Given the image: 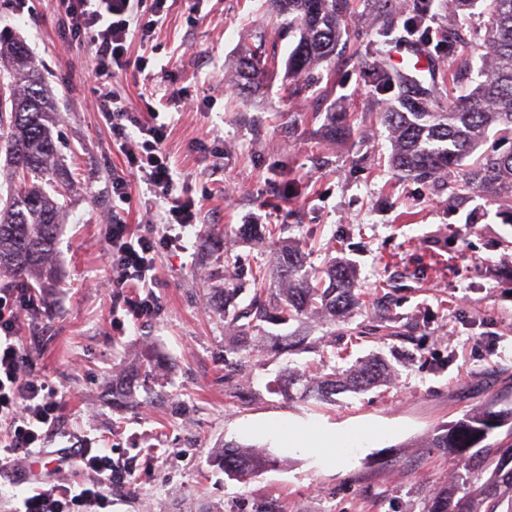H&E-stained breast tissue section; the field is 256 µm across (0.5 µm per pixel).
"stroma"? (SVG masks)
Returning a JSON list of instances; mask_svg holds the SVG:
<instances>
[{"instance_id":"1","label":"stroma","mask_w":512,"mask_h":512,"mask_svg":"<svg viewBox=\"0 0 512 512\" xmlns=\"http://www.w3.org/2000/svg\"><path fill=\"white\" fill-rule=\"evenodd\" d=\"M416 2L395 0L386 31L376 0H345L336 54L313 75L289 76L297 39L271 0H169L151 46L130 40V65L112 86L137 112L146 87L168 97L158 117L164 149L177 195L198 209L180 247L158 254L157 313L143 323L101 286L112 275L109 227L118 217L134 234L168 227L91 105L96 61L86 44L64 41L55 0H0V29L49 71L48 126L60 148L50 178L74 187L58 226L56 280L37 308L17 311L33 370L65 406L39 459L52 464V481L85 483L79 464L56 452L89 445L111 449L114 464L131 470L127 484L112 488V512H426L460 467L429 438L477 409L512 406V208L474 194L457 199L394 170L383 114L395 93L377 83L383 69L419 75L433 104L446 107L472 87L453 74L478 59L488 17L479 7L462 17L432 0L429 25L455 29L457 41L430 47L434 70L419 73L418 44L403 31ZM245 42L273 47L278 59L250 93L233 83ZM334 112L346 115L341 139L327 131ZM119 176L130 203L112 196ZM244 224L278 233L259 247L238 235ZM212 228L227 233V261L207 254ZM285 241L299 245L307 269L335 258L352 266L359 303L345 320L267 323L240 344L213 293L227 276L247 278L256 263H270ZM297 330L307 347L274 346V337ZM374 357L390 376L368 391L332 404L281 391L284 369L313 378ZM148 359L155 369L144 378ZM121 380L134 388L116 407L112 388ZM279 418L315 424L327 443L354 432L375 437L317 466L243 430ZM229 442L260 447L276 463L228 477L212 459ZM25 470L0 461V512H14L30 489Z\"/></svg>"}]
</instances>
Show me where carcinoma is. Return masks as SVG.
<instances>
[{"instance_id":"obj_1","label":"carcinoma","mask_w":512,"mask_h":512,"mask_svg":"<svg viewBox=\"0 0 512 512\" xmlns=\"http://www.w3.org/2000/svg\"><path fill=\"white\" fill-rule=\"evenodd\" d=\"M483 2L488 15L482 65L477 85L448 106L431 111L430 96L416 79L403 74H379L384 87L396 88L397 105L383 113L393 136L392 166L406 174L444 183L455 173L454 188L512 206V150L478 152L489 132L512 142V0H454L453 11L463 15ZM288 17V32L299 38L288 57V69L304 73L331 59L344 26L343 0H273ZM9 67L0 71V144L10 156L13 189L0 196V281H20L31 288L54 277L51 256L60 224L61 192L45 189L57 154L46 125L51 103L45 94L40 62L7 29L0 31V56ZM275 57L267 51L242 48L237 67L239 85L252 89L270 71ZM277 292L267 294L264 266L253 274L255 293L244 308L235 303L238 289H221L217 311L224 322L239 329L242 339L262 323L287 324L307 313L343 319L358 303L350 268L336 261L322 271L304 268L299 248L285 244L276 253ZM387 367L370 359L340 377L324 374L314 380L288 368V388L301 385L300 395L322 403L336 395L364 392L386 380ZM509 426L512 408L473 412L434 435L430 447L443 448L465 461L456 480L439 487L427 512H512V445L485 443L496 429ZM215 461L230 476L242 477L271 465L269 456L235 442L224 444Z\"/></svg>"}]
</instances>
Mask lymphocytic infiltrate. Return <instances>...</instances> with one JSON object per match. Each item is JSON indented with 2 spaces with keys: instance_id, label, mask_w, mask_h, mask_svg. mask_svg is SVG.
<instances>
[{
  "instance_id": "lymphocytic-infiltrate-1",
  "label": "lymphocytic infiltrate",
  "mask_w": 512,
  "mask_h": 512,
  "mask_svg": "<svg viewBox=\"0 0 512 512\" xmlns=\"http://www.w3.org/2000/svg\"><path fill=\"white\" fill-rule=\"evenodd\" d=\"M75 38L93 52V105L112 131V144L124 155L129 170L139 173L156 198L166 200L162 220L177 227V234L157 237L131 235L116 223L108 235L112 267L109 287L126 298L133 318H150L154 312L156 256L160 249L179 247L181 228L196 223L193 202L175 196V181L166 159L164 125L141 120L125 98L112 88V77L128 65L127 40L136 36L147 43L168 11L167 0H58ZM25 290H0V418L10 421L11 436L5 451L13 459L43 453L45 428L58 418L63 404L56 393L32 374L29 357L18 343L16 311L33 306ZM78 460L88 473L83 486L40 488L22 499L16 512H107L112 505L105 489L125 483L127 470L112 462L109 449L84 447Z\"/></svg>"
}]
</instances>
